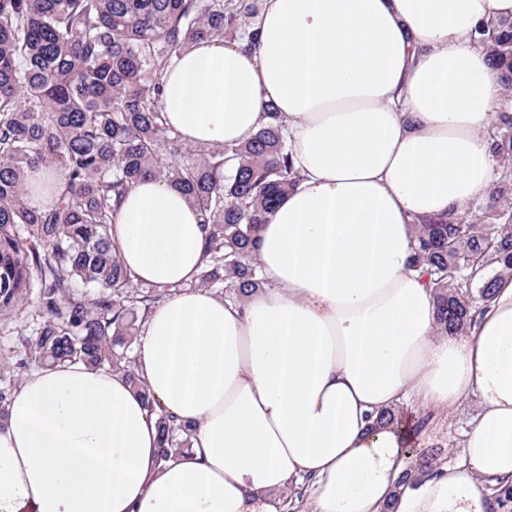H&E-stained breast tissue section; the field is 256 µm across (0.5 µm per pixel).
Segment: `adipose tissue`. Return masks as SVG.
<instances>
[{
	"mask_svg": "<svg viewBox=\"0 0 512 512\" xmlns=\"http://www.w3.org/2000/svg\"><path fill=\"white\" fill-rule=\"evenodd\" d=\"M512 0H261L255 46L174 58L162 109L184 142L241 144L273 105L300 184L259 232L264 284L240 303L195 287L203 230L185 195L133 186L112 240L135 281L181 290L136 345L138 384L81 363L30 372L0 427V512H503L512 488V280L466 334L437 333L410 269L414 227L488 199L503 85L481 25ZM194 430L160 465L143 393ZM478 412L459 463L405 483L417 403Z\"/></svg>",
	"mask_w": 512,
	"mask_h": 512,
	"instance_id": "adipose-tissue-1",
	"label": "adipose tissue"
}]
</instances>
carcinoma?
<instances>
[{"label":"carcinoma","mask_w":512,"mask_h":512,"mask_svg":"<svg viewBox=\"0 0 512 512\" xmlns=\"http://www.w3.org/2000/svg\"><path fill=\"white\" fill-rule=\"evenodd\" d=\"M260 0H0V324L29 311L13 361L0 363V427L24 376L80 362L133 384L135 349L153 308L172 287L136 283L112 241L126 192L152 176L197 207L205 232L197 286L230 301L262 287L258 233L300 178L280 113L248 142L194 149L162 112L163 76L173 58L210 38L252 44ZM512 87V21L479 29ZM493 153L512 159V113L497 115ZM169 161L159 162L162 155ZM61 179L47 208L27 203L29 174ZM512 194L500 180L489 208ZM411 266L427 278L441 336L462 335L476 303L512 278V222L467 218L417 225ZM159 462L190 448L193 429L153 402ZM439 452L408 467L413 481Z\"/></svg>","instance_id":"cac0c4a2"}]
</instances>
